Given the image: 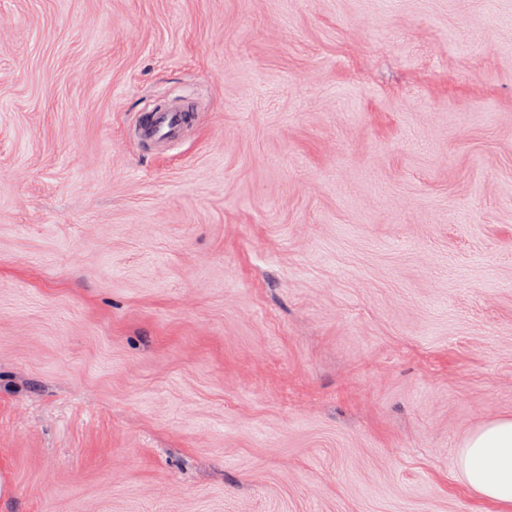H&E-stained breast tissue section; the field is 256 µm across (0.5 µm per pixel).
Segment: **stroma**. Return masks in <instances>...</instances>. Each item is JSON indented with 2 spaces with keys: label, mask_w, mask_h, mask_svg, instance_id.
Returning <instances> with one entry per match:
<instances>
[{
  "label": "stroma",
  "mask_w": 512,
  "mask_h": 512,
  "mask_svg": "<svg viewBox=\"0 0 512 512\" xmlns=\"http://www.w3.org/2000/svg\"><path fill=\"white\" fill-rule=\"evenodd\" d=\"M499 417L512 0H0V512H488ZM152 112V111H150ZM189 119L183 104L173 103L167 109L152 112V122L140 130L141 135L156 144H171L186 128ZM458 465L465 485L495 512L512 511V418L489 421L463 441Z\"/></svg>",
  "instance_id": "stroma-1"
}]
</instances>
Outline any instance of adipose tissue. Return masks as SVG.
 Here are the masks:
<instances>
[{
    "label": "adipose tissue",
    "instance_id": "obj_1",
    "mask_svg": "<svg viewBox=\"0 0 512 512\" xmlns=\"http://www.w3.org/2000/svg\"><path fill=\"white\" fill-rule=\"evenodd\" d=\"M458 465L467 488L494 512H512V418L472 431L461 445Z\"/></svg>",
    "mask_w": 512,
    "mask_h": 512
}]
</instances>
